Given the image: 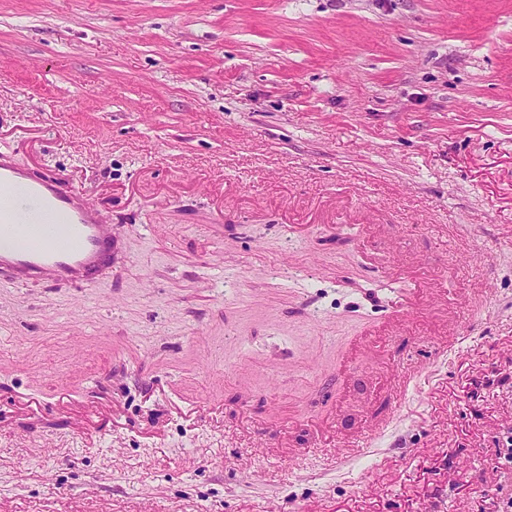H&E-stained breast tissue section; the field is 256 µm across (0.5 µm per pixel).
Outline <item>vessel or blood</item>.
Here are the masks:
<instances>
[{"label": "vessel or blood", "instance_id": "obj_1", "mask_svg": "<svg viewBox=\"0 0 512 512\" xmlns=\"http://www.w3.org/2000/svg\"><path fill=\"white\" fill-rule=\"evenodd\" d=\"M118 253L112 226L59 176H33L0 154V273L87 284Z\"/></svg>", "mask_w": 512, "mask_h": 512}]
</instances>
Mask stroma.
<instances>
[{"label": "stroma", "instance_id": "stroma-1", "mask_svg": "<svg viewBox=\"0 0 512 512\" xmlns=\"http://www.w3.org/2000/svg\"><path fill=\"white\" fill-rule=\"evenodd\" d=\"M0 153L121 246L0 273V512L512 499V0H0Z\"/></svg>", "mask_w": 512, "mask_h": 512}]
</instances>
